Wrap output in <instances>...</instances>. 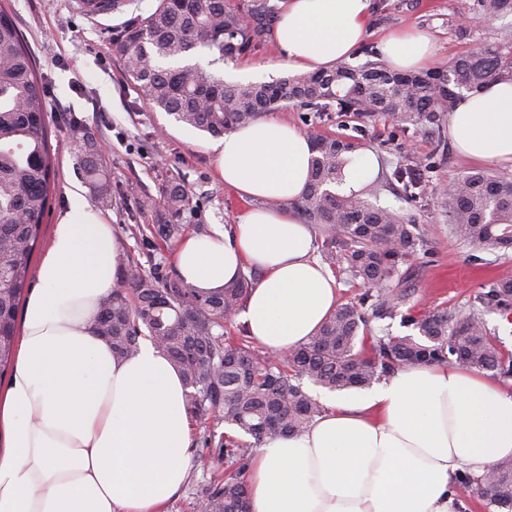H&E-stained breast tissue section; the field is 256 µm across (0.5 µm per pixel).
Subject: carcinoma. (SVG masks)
<instances>
[{
  "mask_svg": "<svg viewBox=\"0 0 512 512\" xmlns=\"http://www.w3.org/2000/svg\"><path fill=\"white\" fill-rule=\"evenodd\" d=\"M94 17L123 12L126 0H87ZM482 18L512 14V0H477ZM270 0H251L247 12L226 0H157L145 17H131L112 38L113 52L126 60L127 79L140 97L176 121L213 137L266 112L298 104L321 116L353 113L389 116L402 128H440L464 91L494 82H512V34L478 52L453 57L448 66L426 73L400 74L376 60L353 66L340 61L320 73L294 74L272 82L227 83L209 70L234 62L267 42L276 19ZM210 55L207 65L197 61ZM46 100L42 78L10 10L0 6V375L11 366L20 303L29 288L31 260L40 241L51 193ZM80 143L79 166L94 202H112L100 169L99 152L88 133L65 119ZM354 143L320 135L314 139L309 184L295 205L309 224L329 233L330 257L347 264L351 275L370 287L397 271L412 255L423 230L400 212L376 207L358 196L331 190L341 176L344 155ZM188 202L179 183L170 185L164 204L176 211ZM451 233L468 244L512 249V177L490 171L463 173L448 194ZM184 224H159L165 242L180 239ZM257 273L242 275L216 294H201L176 275L143 268L127 257L120 283L101 305L97 332L123 358L151 341L180 372L190 421L213 419L229 431L207 430L195 462L210 474L198 497V512H249L244 473L253 449L269 435L296 434L325 412L303 390L306 378L330 391L365 388L402 366L457 363L512 379V354L504 352L483 318L491 310L512 311V278L503 277L479 292L464 317L446 310L411 320L417 334L366 336L368 315L381 318L402 297L370 302L366 291L345 303L315 336L288 350V358L261 361L235 316ZM364 335H359V332ZM459 490L487 501L497 512H512V459L496 464L492 481L466 472Z\"/></svg>",
  "mask_w": 512,
  "mask_h": 512,
  "instance_id": "obj_1",
  "label": "carcinoma"
}]
</instances>
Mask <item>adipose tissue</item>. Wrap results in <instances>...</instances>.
<instances>
[{"instance_id": "ef3b65f1", "label": "adipose tissue", "mask_w": 512, "mask_h": 512, "mask_svg": "<svg viewBox=\"0 0 512 512\" xmlns=\"http://www.w3.org/2000/svg\"><path fill=\"white\" fill-rule=\"evenodd\" d=\"M369 0H284L275 29L284 66L331 68L365 39ZM396 71L427 68L437 48L417 28L383 40ZM448 136L464 157L512 166V83L458 97ZM227 188L250 202L236 224L191 234L175 253L184 282L216 293L246 268L260 277L238 315L280 355L304 344L336 308L333 271L314 256L309 225L283 207L307 185L311 140L275 118L225 133L216 147ZM379 172L369 149L347 156L340 192ZM61 215L25 306L15 367L0 394V512H163L192 464L179 372L151 342L119 360L98 337L116 286L112 226L78 190ZM303 433L254 451L250 512H461L455 478L512 459V385L458 365H412L356 397L331 398Z\"/></svg>"}]
</instances>
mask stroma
<instances>
[{
	"mask_svg": "<svg viewBox=\"0 0 512 512\" xmlns=\"http://www.w3.org/2000/svg\"><path fill=\"white\" fill-rule=\"evenodd\" d=\"M74 4L75 0H0V6L12 11L39 66L55 158L53 200L34 256L42 258L48 249L69 205L68 190L77 187L83 197L92 195L79 168L77 143L61 121L67 114L97 141L100 163L112 186V203L103 213L124 254L144 268L157 265L165 273H175L176 246L157 236L156 225L184 224L191 233L210 235L236 223L247 204L219 178L213 137L147 104L127 80L123 59L112 52L114 28L124 18L148 15L156 0H127L123 13L95 19L77 12ZM413 26L433 37L436 64L443 67L459 53L492 43L501 31L512 29V15L479 17L476 0H370L364 45L378 49L388 32ZM280 62L278 46L272 41L246 62L225 63L224 79L271 82L288 74ZM247 63L254 65L253 73H244ZM274 116L307 136L342 137L357 148L373 150L382 171L370 201L414 217L425 230L415 253L386 283L387 290L405 292L407 298L392 316L372 320L373 335L412 333L406 323L410 316L442 309L467 313L482 288L512 277V250L475 247L457 240L449 229L443 187L476 164L449 149L447 127L404 132L388 119L362 121L336 112L324 118L296 105L277 109ZM405 167L421 170V190L411 191L393 180V171ZM175 177L189 196L180 213L144 207L145 198L160 199Z\"/></svg>",
	"mask_w": 512,
	"mask_h": 512,
	"instance_id": "1",
	"label": "stroma"
}]
</instances>
